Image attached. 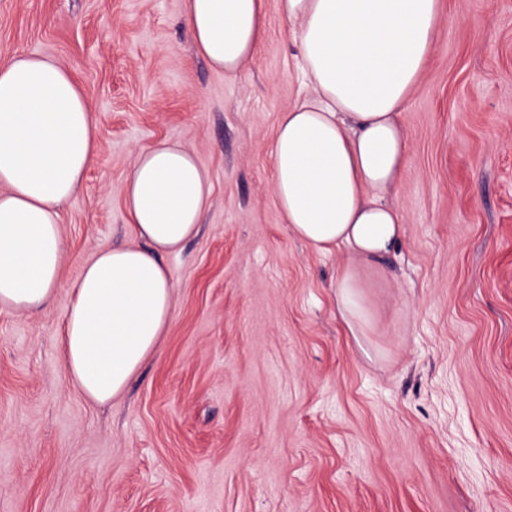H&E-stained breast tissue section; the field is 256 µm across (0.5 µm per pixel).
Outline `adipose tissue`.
Wrapping results in <instances>:
<instances>
[{
	"label": "adipose tissue",
	"instance_id": "ef3b65f1",
	"mask_svg": "<svg viewBox=\"0 0 512 512\" xmlns=\"http://www.w3.org/2000/svg\"><path fill=\"white\" fill-rule=\"evenodd\" d=\"M293 27L302 86L278 122L274 194L297 238L346 251L336 283L357 315L358 267L405 235L389 202L409 162L400 117L428 60L440 0H278ZM197 52L233 76L267 30L264 0H184ZM98 153L80 85L51 57L0 56V307L34 314L61 286L60 208ZM212 195L210 172L178 143L139 152L121 198L131 245L98 250L70 286L61 336L64 371L96 404L117 398L171 322L174 284L160 257L195 236Z\"/></svg>",
	"mask_w": 512,
	"mask_h": 512
}]
</instances>
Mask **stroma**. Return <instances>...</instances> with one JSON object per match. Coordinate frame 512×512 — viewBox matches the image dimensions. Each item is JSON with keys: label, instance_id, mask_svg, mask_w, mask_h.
<instances>
[{"label": "stroma", "instance_id": "1", "mask_svg": "<svg viewBox=\"0 0 512 512\" xmlns=\"http://www.w3.org/2000/svg\"><path fill=\"white\" fill-rule=\"evenodd\" d=\"M403 114L406 235L336 311L347 255L289 230L274 132L299 91L291 26L237 75L211 68L183 0H0V54L82 86L98 156L60 209L63 288L0 308V512H512V0H442ZM193 150L199 234L165 256L174 313L112 404L61 366L69 284L134 243L120 189L138 151Z\"/></svg>", "mask_w": 512, "mask_h": 512}]
</instances>
